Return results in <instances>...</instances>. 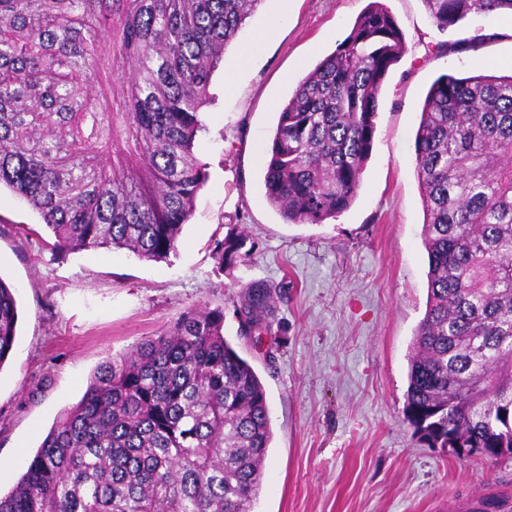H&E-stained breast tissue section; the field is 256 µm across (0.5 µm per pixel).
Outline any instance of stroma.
I'll return each instance as SVG.
<instances>
[{"label": "stroma", "instance_id": "35a3bbf8", "mask_svg": "<svg viewBox=\"0 0 512 512\" xmlns=\"http://www.w3.org/2000/svg\"><path fill=\"white\" fill-rule=\"evenodd\" d=\"M369 2L260 0L212 76L196 144L208 180L166 260L54 250L39 215L0 191V278L18 302L0 367V495L101 364L205 307L223 311L225 339L267 395L273 437L254 512H463L493 489L512 499V457L430 447L405 416L428 294L415 163L422 104L440 75L512 73V15L473 14L442 32L423 0H383L405 53L384 82L355 202L325 223L290 224L266 198L278 109ZM459 40L463 49L440 51ZM232 229L245 256L222 266L214 242ZM257 281L279 299L259 338L240 335L236 313Z\"/></svg>", "mask_w": 512, "mask_h": 512}]
</instances>
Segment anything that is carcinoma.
<instances>
[{"label":"carcinoma","instance_id":"obj_1","mask_svg":"<svg viewBox=\"0 0 512 512\" xmlns=\"http://www.w3.org/2000/svg\"><path fill=\"white\" fill-rule=\"evenodd\" d=\"M261 0H0V187L61 251L177 249L206 178L200 109L224 48ZM438 29L512 0H423ZM405 51L381 0L279 109L264 175L292 224L357 197L384 80ZM429 300L409 358L406 416L440 448L512 456V74L431 85L415 135ZM244 238L216 242L221 263ZM269 331L261 282L241 297ZM17 303L0 278V368ZM224 312L190 309L102 364L57 419L0 512H252L272 438L265 389L224 339Z\"/></svg>","mask_w":512,"mask_h":512}]
</instances>
